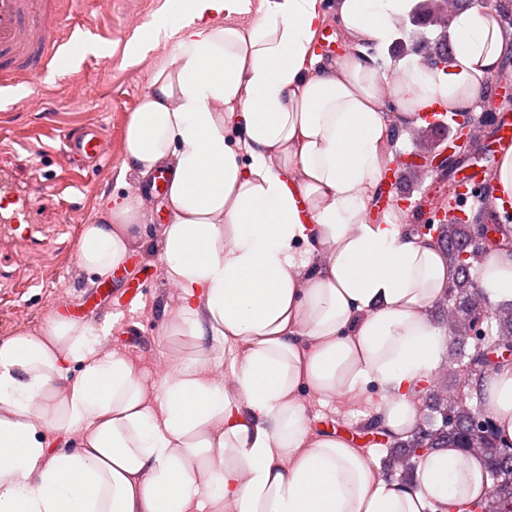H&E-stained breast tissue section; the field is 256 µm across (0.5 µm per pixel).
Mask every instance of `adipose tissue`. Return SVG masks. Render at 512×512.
I'll list each match as a JSON object with an SVG mask.
<instances>
[{"label":"adipose tissue","instance_id":"adipose-tissue-1","mask_svg":"<svg viewBox=\"0 0 512 512\" xmlns=\"http://www.w3.org/2000/svg\"><path fill=\"white\" fill-rule=\"evenodd\" d=\"M409 3L336 0L350 51L334 61L317 52L323 0H171L128 44L171 40L175 55L126 126L138 187L84 225L78 264L100 279L123 268L148 179L166 168L160 258L181 294L165 333L222 345L230 380L196 353L145 384L104 349L108 320L53 314L0 342V512H470L479 458L427 451L406 486L315 428L306 404L377 386L374 417L406 438L448 352L427 314L455 275L445 251L369 221L368 206L393 140L431 107L474 111L512 43L476 6L456 19L452 66L409 59L385 78L377 50ZM479 282L491 304L512 303V251L493 252ZM485 398L512 444V371Z\"/></svg>","mask_w":512,"mask_h":512}]
</instances>
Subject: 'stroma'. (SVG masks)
<instances>
[{
	"mask_svg": "<svg viewBox=\"0 0 512 512\" xmlns=\"http://www.w3.org/2000/svg\"><path fill=\"white\" fill-rule=\"evenodd\" d=\"M167 0H76L59 25L60 38L70 30L93 25L112 48L111 55L82 52L62 72L33 79L29 97L45 101L42 109L27 107L19 98L0 97V164L11 168L25 183L41 187L36 219L46 235L39 247L15 259L11 248L0 249V341L22 330L41 328L59 306L90 311L95 322L118 315L126 300H133V324L115 323L106 337V349L134 358L144 377L171 357L191 352L188 339L164 333L163 309L178 304V289L161 275L158 237L168 218L162 197L147 198L142 208L146 234L131 247L128 269L121 280L99 285L97 278L77 261L83 225L92 223L109 196L131 193L137 178L124 172L125 129L132 112L149 92L155 72L171 62L175 45L151 48L132 57L130 40L144 35L149 23ZM93 124L103 134V155L85 162L80 177H73L63 149L79 128ZM454 131L427 127L421 136L407 135L393 145V159L384 170L380 192L369 217L390 219L415 233L417 225L400 208L401 201H420L447 184L420 179L410 156H430L451 145ZM136 297H129V289ZM316 425L336 428L349 435L361 432L367 407L348 397L307 398Z\"/></svg>",
	"mask_w": 512,
	"mask_h": 512,
	"instance_id": "35a3bbf8",
	"label": "stroma"
}]
</instances>
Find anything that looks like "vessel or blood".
I'll return each mask as SVG.
<instances>
[{
  "mask_svg": "<svg viewBox=\"0 0 512 512\" xmlns=\"http://www.w3.org/2000/svg\"><path fill=\"white\" fill-rule=\"evenodd\" d=\"M63 0H0V88L29 80L42 71L64 69L69 55L50 53L57 39ZM77 155L96 159L101 154V137L85 128L74 142ZM40 195L38 186L19 187L0 168V242L15 245L31 235V215Z\"/></svg>",
  "mask_w": 512,
  "mask_h": 512,
  "instance_id": "b4317fda",
  "label": "vessel or blood"
}]
</instances>
